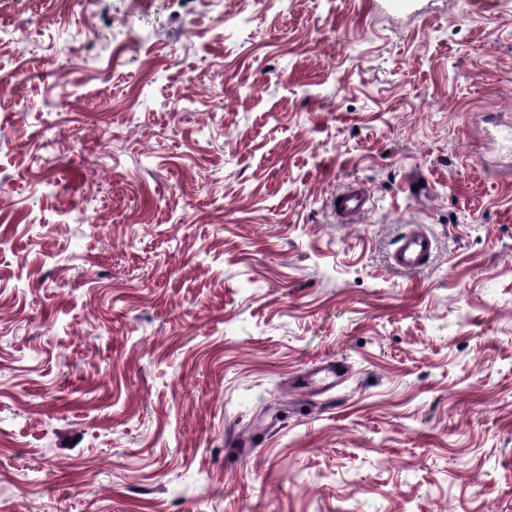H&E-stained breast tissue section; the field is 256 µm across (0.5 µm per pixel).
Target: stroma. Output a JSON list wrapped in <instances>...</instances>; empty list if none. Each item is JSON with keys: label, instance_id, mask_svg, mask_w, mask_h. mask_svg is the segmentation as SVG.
Here are the masks:
<instances>
[{"label": "stroma", "instance_id": "35a3bbf8", "mask_svg": "<svg viewBox=\"0 0 512 512\" xmlns=\"http://www.w3.org/2000/svg\"><path fill=\"white\" fill-rule=\"evenodd\" d=\"M1 70L0 512H512V0H0ZM341 199L340 203L337 200ZM370 203L366 189L358 182H353L336 194V216L346 223H354L364 214ZM435 249L434 240L424 232L406 235L394 254V265L409 272L420 271ZM343 369V365L339 362H333V364H328L326 367L317 371L313 374L305 375L301 379V385L303 388L316 391L318 389L326 388V387H335L336 379L341 377V370ZM323 373V375H319Z\"/></svg>", "mask_w": 512, "mask_h": 512}]
</instances>
